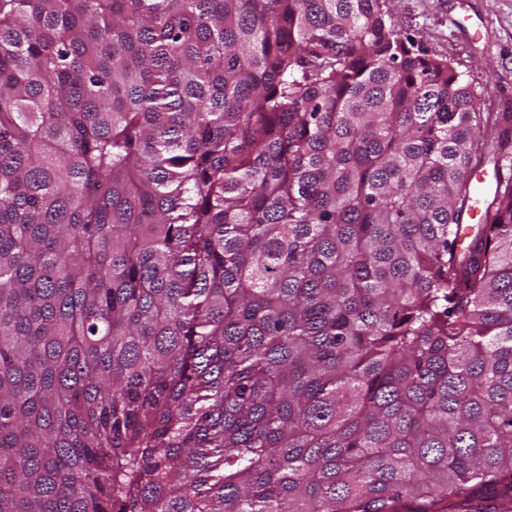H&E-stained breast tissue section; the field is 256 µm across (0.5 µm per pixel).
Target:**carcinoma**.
Returning a JSON list of instances; mask_svg holds the SVG:
<instances>
[{
	"label": "carcinoma",
	"mask_w": 512,
	"mask_h": 512,
	"mask_svg": "<svg viewBox=\"0 0 512 512\" xmlns=\"http://www.w3.org/2000/svg\"><path fill=\"white\" fill-rule=\"evenodd\" d=\"M404 501L512 512V112L386 0H0V512Z\"/></svg>",
	"instance_id": "obj_1"
}]
</instances>
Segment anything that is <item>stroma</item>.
I'll list each match as a JSON object with an SVG mask.
<instances>
[{
    "label": "stroma",
    "instance_id": "1",
    "mask_svg": "<svg viewBox=\"0 0 512 512\" xmlns=\"http://www.w3.org/2000/svg\"><path fill=\"white\" fill-rule=\"evenodd\" d=\"M402 28L454 63L487 112H512V0H386Z\"/></svg>",
    "mask_w": 512,
    "mask_h": 512
}]
</instances>
